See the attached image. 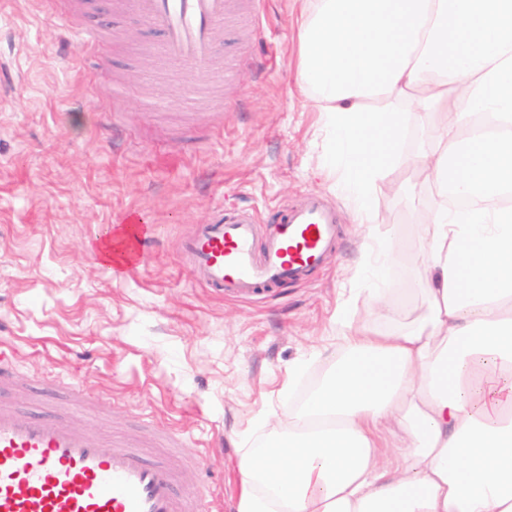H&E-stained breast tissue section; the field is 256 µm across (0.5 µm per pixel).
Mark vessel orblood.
<instances>
[{
	"mask_svg": "<svg viewBox=\"0 0 512 512\" xmlns=\"http://www.w3.org/2000/svg\"><path fill=\"white\" fill-rule=\"evenodd\" d=\"M113 15L135 14L160 29L159 53L223 75L214 50L216 31L251 15L253 0H110ZM90 0H69L60 18L77 45L93 47L100 32L75 25ZM253 209L218 211L179 244L194 281L232 299H249L299 282L319 269L336 247V215L319 196L281 215L272 234L260 235ZM151 236L135 215L112 229V262L143 264ZM182 436L158 433L162 459L147 462L141 447L96 439L72 428L64 406L26 418L0 403V512H207L208 490L178 491L179 472L166 464Z\"/></svg>",
	"mask_w": 512,
	"mask_h": 512,
	"instance_id": "1",
	"label": "vessel or blood"
}]
</instances>
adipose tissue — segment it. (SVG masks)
<instances>
[{"instance_id": "adipose-tissue-1", "label": "adipose tissue", "mask_w": 512, "mask_h": 512, "mask_svg": "<svg viewBox=\"0 0 512 512\" xmlns=\"http://www.w3.org/2000/svg\"><path fill=\"white\" fill-rule=\"evenodd\" d=\"M297 88L322 114L381 264L372 222L414 113L436 198L421 226L422 305L342 328L314 387L239 460L237 512H512V0H296ZM488 204L448 206V189ZM393 329L382 331L378 322ZM401 430L385 443L381 428Z\"/></svg>"}]
</instances>
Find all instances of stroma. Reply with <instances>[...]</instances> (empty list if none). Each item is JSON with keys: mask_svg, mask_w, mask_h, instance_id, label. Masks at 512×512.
Instances as JSON below:
<instances>
[{"mask_svg": "<svg viewBox=\"0 0 512 512\" xmlns=\"http://www.w3.org/2000/svg\"><path fill=\"white\" fill-rule=\"evenodd\" d=\"M295 12V0H260L241 29L223 28L237 79L190 104L183 81L201 67L158 58L142 20L83 14L103 35L83 51L52 0H0V350L13 378L0 401L30 415L72 383L96 407L68 421L95 437L142 439L146 421L184 432L171 462L221 512H236L237 462L265 431L260 414L288 411L289 366L305 362L307 381L324 371L310 352L337 335L339 303L353 324L371 320L354 273L363 227L330 173L337 147L295 84ZM422 140L409 119L386 179L416 193L379 195L373 215L390 256L382 285L407 313L424 285L418 218L435 195L414 163ZM313 194L337 213L336 251L284 295L228 299L184 267L180 241L220 208L252 207L266 232ZM130 210L153 241L143 265L112 275L94 246ZM196 456L207 466H188Z\"/></svg>", "mask_w": 512, "mask_h": 512, "instance_id": "stroma-1", "label": "stroma"}]
</instances>
